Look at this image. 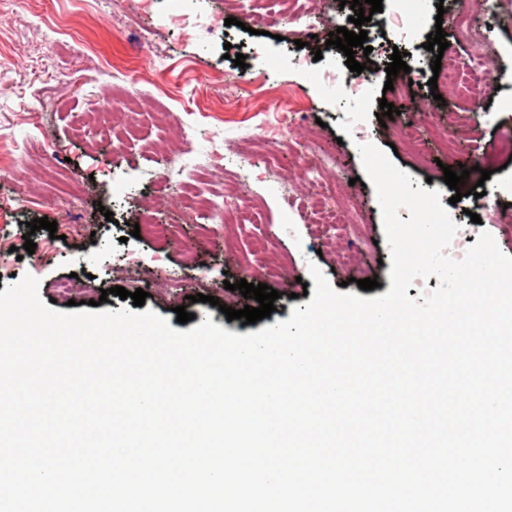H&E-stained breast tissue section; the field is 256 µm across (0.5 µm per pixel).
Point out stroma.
Segmentation results:
<instances>
[{
    "instance_id": "1",
    "label": "stroma",
    "mask_w": 512,
    "mask_h": 512,
    "mask_svg": "<svg viewBox=\"0 0 512 512\" xmlns=\"http://www.w3.org/2000/svg\"><path fill=\"white\" fill-rule=\"evenodd\" d=\"M439 2L427 0L412 20L409 39L387 13L365 23L375 68H386L399 50L406 63L422 70L414 85L398 76L373 82L356 105L365 120L359 136L340 119L342 105L328 101L312 79L341 64V57L321 39L295 46L304 36L300 14L311 10V0L286 10L275 0H258L249 15L239 0H8L0 9V152L8 154L11 173L0 177V237L11 239L15 249L0 251V292L28 274L38 279L42 300L64 312L69 301L99 300L104 289L144 286L146 308L168 321L176 320L175 309L182 306L195 323L208 318L238 335L288 320L293 307L305 306L303 285L314 266L331 285L354 294L358 280L377 277L370 297L386 294L390 249L375 188L363 180L360 143L391 152L392 163L414 184H431L448 199L454 191L436 163L440 149L431 142L424 156L413 155L403 129L424 133L438 126L441 114H453L459 143L477 166L466 188L487 170L492 193L512 201V152L502 146L512 138V106L503 102L512 95V13L501 16L486 46L500 63L490 99L476 103L447 92L437 111L404 112L384 126L377 120L380 100L430 96L435 54L424 44L435 28L446 33L448 54L467 59L470 47L460 43L454 25L436 19ZM186 8L196 14L197 27L170 24V16ZM213 16L235 23L214 31L205 26ZM246 22L251 31L243 30ZM145 30L155 31L153 41L143 42ZM228 50L244 54L246 68L225 58ZM298 54L309 57L308 67L292 64ZM117 79L133 81L159 108L116 112L100 127L96 112ZM259 125L270 136L251 141ZM186 137L199 153L217 141L232 147L245 140L250 159L241 161L231 150L222 167L178 168L163 153L178 151ZM312 137L333 153L329 174L336 200L346 203L358 233L341 225L319 233L317 217L302 199L305 163L297 145ZM272 153L280 155L279 167H268ZM189 183L204 194L232 187L256 222L189 216ZM147 208L155 223L172 225L171 236L131 237L132 224ZM107 210L112 220H105ZM43 217L56 222L57 237L37 231L34 254L17 257L27 222ZM69 279L75 287L65 297L58 285ZM242 280L278 291L269 317L247 325L227 320L222 306L239 307L243 296L224 284ZM197 293L218 298L219 306L191 302Z\"/></svg>"
}]
</instances>
